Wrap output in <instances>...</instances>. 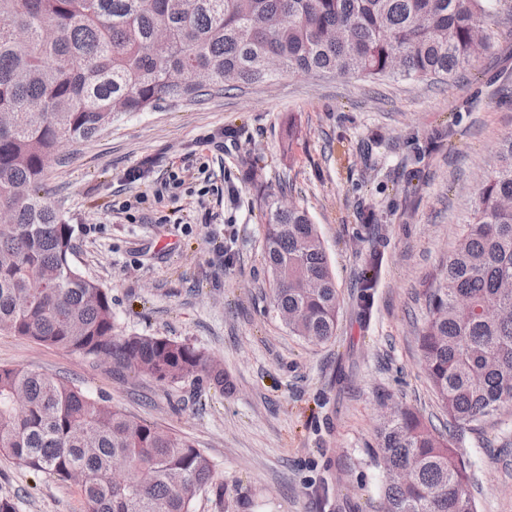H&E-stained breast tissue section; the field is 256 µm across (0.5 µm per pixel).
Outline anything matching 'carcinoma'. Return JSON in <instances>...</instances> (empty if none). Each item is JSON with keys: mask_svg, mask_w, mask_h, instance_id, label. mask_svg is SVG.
<instances>
[{"mask_svg": "<svg viewBox=\"0 0 512 512\" xmlns=\"http://www.w3.org/2000/svg\"><path fill=\"white\" fill-rule=\"evenodd\" d=\"M502 0H0V334L105 359L170 386L228 384L211 355L127 334L112 297L72 262L74 229L43 187L64 140L127 112L288 74L451 82L495 44ZM512 132L426 288L421 359L448 426L512 409ZM270 307L309 342L336 339L339 297L316 224L261 195ZM380 258L361 284L376 286ZM0 454L64 480L87 512H192L215 481L186 437L72 382L0 367ZM384 512H476L457 446L409 407L380 416Z\"/></svg>", "mask_w": 512, "mask_h": 512, "instance_id": "1", "label": "carcinoma"}]
</instances>
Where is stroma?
I'll return each mask as SVG.
<instances>
[{
	"instance_id": "obj_1",
	"label": "stroma",
	"mask_w": 512,
	"mask_h": 512,
	"mask_svg": "<svg viewBox=\"0 0 512 512\" xmlns=\"http://www.w3.org/2000/svg\"><path fill=\"white\" fill-rule=\"evenodd\" d=\"M452 84L283 75L196 102L123 114L48 163L44 188L74 229L73 263L112 297L118 327L211 353L230 391L171 387L92 356L0 335V367L73 380L188 438L218 488L193 512H382L378 419L442 410L422 367L423 284L448 254L470 190L512 132V16ZM255 185L245 184V161ZM308 210L332 264L335 341L308 343L270 307L258 189ZM384 214L364 224L361 207ZM383 264L358 314L369 252ZM477 512H512V413L455 430ZM16 512H85L76 482L0 456Z\"/></svg>"
}]
</instances>
